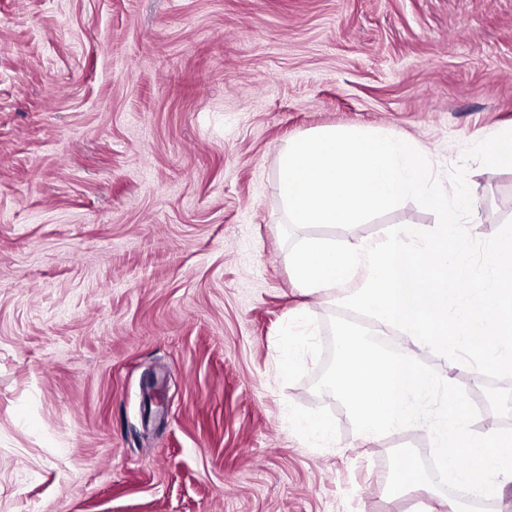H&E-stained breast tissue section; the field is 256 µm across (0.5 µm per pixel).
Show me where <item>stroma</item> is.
Instances as JSON below:
<instances>
[{"mask_svg":"<svg viewBox=\"0 0 512 512\" xmlns=\"http://www.w3.org/2000/svg\"><path fill=\"white\" fill-rule=\"evenodd\" d=\"M508 126L512 0H0V512H435L439 488L387 492L424 427L362 442L318 361L280 378L281 326L328 340L340 302L292 276L278 156L329 127L416 138L439 178L466 162L486 239L512 168L463 155ZM435 222L408 200L294 235ZM418 358L512 428V380L495 400Z\"/></svg>","mask_w":512,"mask_h":512,"instance_id":"1","label":"stroma"}]
</instances>
